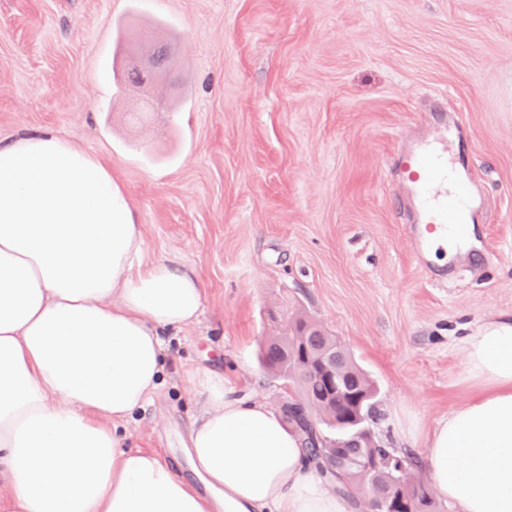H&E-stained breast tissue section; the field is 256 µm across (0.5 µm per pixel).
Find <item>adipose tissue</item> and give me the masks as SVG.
Here are the masks:
<instances>
[{
    "mask_svg": "<svg viewBox=\"0 0 512 512\" xmlns=\"http://www.w3.org/2000/svg\"><path fill=\"white\" fill-rule=\"evenodd\" d=\"M122 186L50 132L0 146V512H350L295 424L190 379L202 411L187 454L194 488L121 423L155 396L164 335L195 323V274L148 262ZM472 391L422 435L429 479L453 512H512V320L467 334Z\"/></svg>",
    "mask_w": 512,
    "mask_h": 512,
    "instance_id": "1",
    "label": "adipose tissue"
}]
</instances>
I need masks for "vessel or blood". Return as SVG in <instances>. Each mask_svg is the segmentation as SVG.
I'll return each mask as SVG.
<instances>
[{"mask_svg":"<svg viewBox=\"0 0 512 512\" xmlns=\"http://www.w3.org/2000/svg\"><path fill=\"white\" fill-rule=\"evenodd\" d=\"M395 164L413 193L408 235L415 258L424 260L431 249L429 241L418 235L420 225L436 224L443 230L452 227L459 240H466L465 226L474 213L473 192L461 172L449 170L447 147L421 141L403 147Z\"/></svg>","mask_w":512,"mask_h":512,"instance_id":"1","label":"vessel or blood"}]
</instances>
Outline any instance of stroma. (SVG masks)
Wrapping results in <instances>:
<instances>
[{
    "label": "stroma",
    "instance_id": "1",
    "mask_svg": "<svg viewBox=\"0 0 512 512\" xmlns=\"http://www.w3.org/2000/svg\"><path fill=\"white\" fill-rule=\"evenodd\" d=\"M178 50L167 112L115 86L123 38ZM49 130L124 186L145 258L205 290L164 336V384L120 430L195 482L188 373L279 408L258 350L283 306L321 324L378 390L374 431L412 453L467 402L456 344L512 315V0H0V140ZM447 133L482 204L457 261L417 263L406 143Z\"/></svg>",
    "mask_w": 512,
    "mask_h": 512
}]
</instances>
